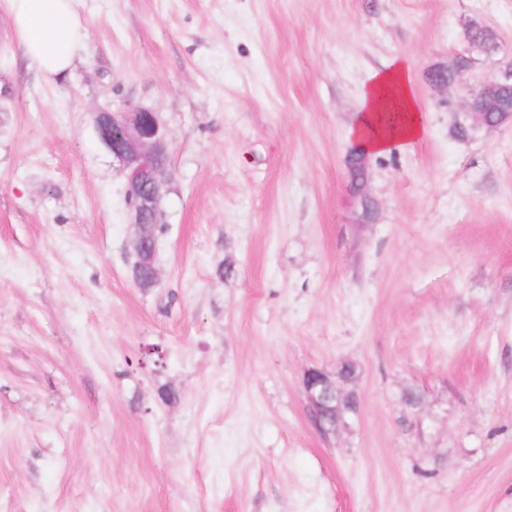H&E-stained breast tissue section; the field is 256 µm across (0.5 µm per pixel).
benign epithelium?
I'll return each mask as SVG.
<instances>
[{
  "label": "benign epithelium",
  "mask_w": 512,
  "mask_h": 512,
  "mask_svg": "<svg viewBox=\"0 0 512 512\" xmlns=\"http://www.w3.org/2000/svg\"><path fill=\"white\" fill-rule=\"evenodd\" d=\"M510 82L512 73L504 78L488 79L470 92L468 109L476 119L494 127L498 122L484 111L485 91L494 85ZM95 130L102 147L117 160L129 188V201L136 235L132 242L133 271H149L153 282L160 279L155 266L154 246L148 245L143 229L157 223L158 206L169 179L168 131L158 113L147 108L97 113ZM309 401L310 421L317 431L326 435L336 432L344 415L330 416L331 403L341 386L322 369L309 368L303 376Z\"/></svg>",
  "instance_id": "benign-epithelium-1"
}]
</instances>
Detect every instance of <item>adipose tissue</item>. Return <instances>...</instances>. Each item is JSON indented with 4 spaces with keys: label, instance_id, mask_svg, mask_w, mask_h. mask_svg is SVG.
<instances>
[{
    "label": "adipose tissue",
    "instance_id": "adipose-tissue-1",
    "mask_svg": "<svg viewBox=\"0 0 512 512\" xmlns=\"http://www.w3.org/2000/svg\"><path fill=\"white\" fill-rule=\"evenodd\" d=\"M76 0H0L29 59L50 79L69 77L82 47L83 25ZM351 135L365 149L384 153L420 140L424 126L407 68L398 63L375 72L362 92Z\"/></svg>",
    "mask_w": 512,
    "mask_h": 512
}]
</instances>
